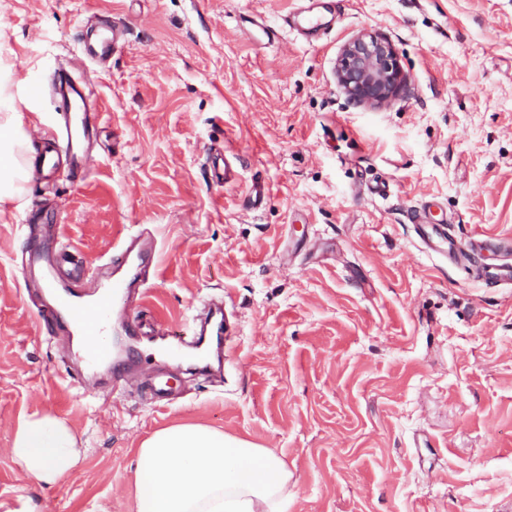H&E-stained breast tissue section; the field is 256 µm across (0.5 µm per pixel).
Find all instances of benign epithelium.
<instances>
[{
  "instance_id": "1",
  "label": "benign epithelium",
  "mask_w": 512,
  "mask_h": 512,
  "mask_svg": "<svg viewBox=\"0 0 512 512\" xmlns=\"http://www.w3.org/2000/svg\"><path fill=\"white\" fill-rule=\"evenodd\" d=\"M338 82L353 103L379 106L406 90L397 55L382 37L360 34L342 49Z\"/></svg>"
}]
</instances>
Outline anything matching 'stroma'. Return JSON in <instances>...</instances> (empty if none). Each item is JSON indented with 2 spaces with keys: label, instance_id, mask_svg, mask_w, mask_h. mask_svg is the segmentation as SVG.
Instances as JSON below:
<instances>
[{
  "label": "stroma",
  "instance_id": "35a3bbf8",
  "mask_svg": "<svg viewBox=\"0 0 512 512\" xmlns=\"http://www.w3.org/2000/svg\"><path fill=\"white\" fill-rule=\"evenodd\" d=\"M299 0H0V59L49 82L97 18L125 35L91 66L92 169L37 174L0 219V503L15 512H135L137 448L200 423L272 449L288 512H512V286L423 247L406 211L436 197L460 239H512V0H346L308 44L260 48L247 14L281 24ZM393 46L409 83L359 107L336 78L353 37ZM235 154L230 181L215 152ZM260 203L246 201L254 182ZM388 196L372 193L378 182ZM153 225L155 268L134 315L176 326L223 301L232 333L209 374L135 338L136 371L74 381L71 336L19 272L40 253L100 267ZM183 390L148 400L149 374ZM65 420L81 472L45 487L7 453L20 418Z\"/></svg>",
  "mask_w": 512,
  "mask_h": 512
}]
</instances>
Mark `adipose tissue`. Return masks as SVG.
I'll list each match as a JSON object with an SVG mask.
<instances>
[{"instance_id": "adipose-tissue-1", "label": "adipose tissue", "mask_w": 512, "mask_h": 512, "mask_svg": "<svg viewBox=\"0 0 512 512\" xmlns=\"http://www.w3.org/2000/svg\"><path fill=\"white\" fill-rule=\"evenodd\" d=\"M13 67L0 59V203H22L34 168ZM30 478L53 485L81 471L85 451L61 419L23 418L9 450ZM286 463L272 450L207 426L156 431L137 451L136 512H288Z\"/></svg>"}]
</instances>
